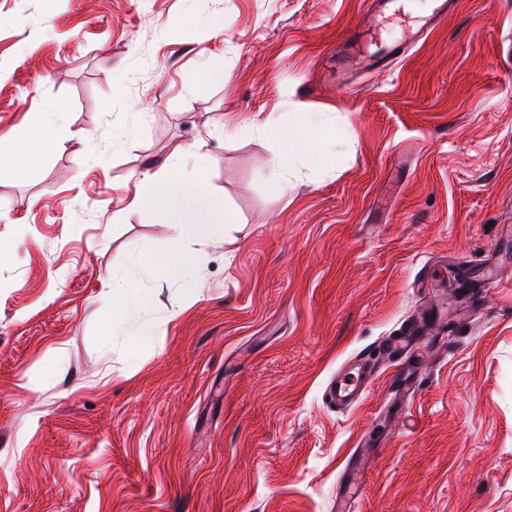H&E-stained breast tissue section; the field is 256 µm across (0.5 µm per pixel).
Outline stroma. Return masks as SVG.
<instances>
[{
    "label": "stroma",
    "mask_w": 512,
    "mask_h": 512,
    "mask_svg": "<svg viewBox=\"0 0 512 512\" xmlns=\"http://www.w3.org/2000/svg\"><path fill=\"white\" fill-rule=\"evenodd\" d=\"M430 4L0 0V144L64 127L0 173V512H336L366 440L355 512H512V0H455L350 88L322 64ZM306 112L325 156L280 181L238 118ZM179 148L236 222L104 335L111 277L171 235L137 180ZM423 323L443 342L389 400L380 346ZM366 355L365 401L327 407ZM58 112H31L27 119L14 133L10 148L8 150L0 147V173L5 172L11 166L15 155H29L30 153V130L37 128L42 137L44 145L53 144L58 136L55 127V116Z\"/></svg>",
    "instance_id": "35a3bbf8"
}]
</instances>
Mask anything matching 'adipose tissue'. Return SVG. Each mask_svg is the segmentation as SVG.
Here are the masks:
<instances>
[{
    "mask_svg": "<svg viewBox=\"0 0 512 512\" xmlns=\"http://www.w3.org/2000/svg\"><path fill=\"white\" fill-rule=\"evenodd\" d=\"M318 116L307 115L303 128L281 131V138L288 145L287 154L274 161L280 179H287L288 171L296 157L314 152L317 139L314 132L320 126ZM38 129L44 145L53 144L58 136L55 115L51 112L29 113L23 125L14 133L9 149L0 148V173L11 166L14 156L30 152V131ZM132 206H148L161 223L171 225L179 244L167 247L162 265L169 272H184L204 260L203 243L216 233L220 224L233 223L231 213L218 209L210 193L205 168L200 162L172 166L152 174H143L138 190L131 200Z\"/></svg>",
    "mask_w": 512,
    "mask_h": 512,
    "instance_id": "ef3b65f1",
    "label": "adipose tissue"
}]
</instances>
